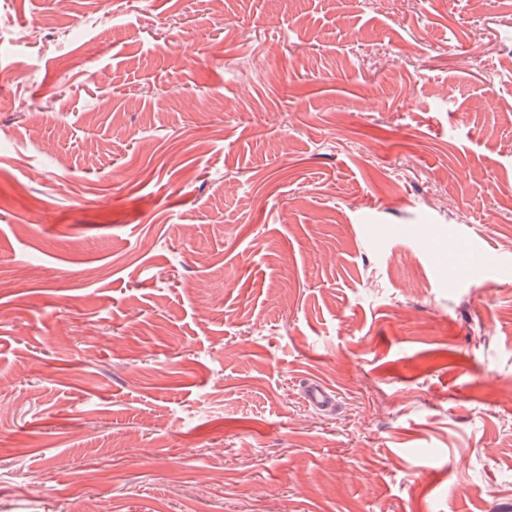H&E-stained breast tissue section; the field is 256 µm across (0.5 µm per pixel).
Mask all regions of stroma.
I'll use <instances>...</instances> for the list:
<instances>
[{
    "instance_id": "1",
    "label": "stroma",
    "mask_w": 512,
    "mask_h": 512,
    "mask_svg": "<svg viewBox=\"0 0 512 512\" xmlns=\"http://www.w3.org/2000/svg\"><path fill=\"white\" fill-rule=\"evenodd\" d=\"M0 6V512L512 502V0Z\"/></svg>"
}]
</instances>
